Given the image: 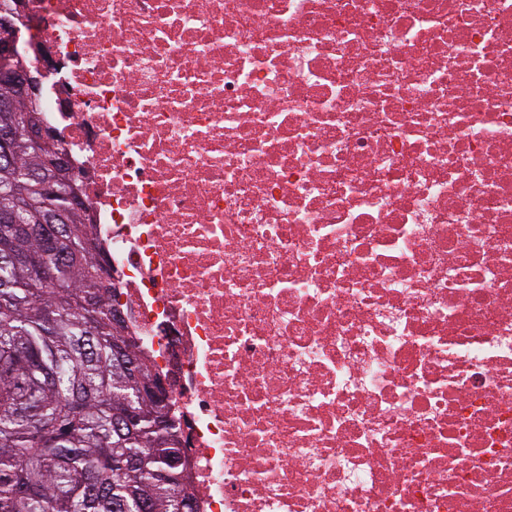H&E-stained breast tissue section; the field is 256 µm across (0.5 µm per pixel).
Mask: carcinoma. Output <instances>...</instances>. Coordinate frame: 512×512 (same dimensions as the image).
Returning a JSON list of instances; mask_svg holds the SVG:
<instances>
[{"mask_svg":"<svg viewBox=\"0 0 512 512\" xmlns=\"http://www.w3.org/2000/svg\"><path fill=\"white\" fill-rule=\"evenodd\" d=\"M39 121L21 99L0 112L20 130ZM47 155L21 137L0 159V512H197L167 463L181 441L152 357L114 322L104 248Z\"/></svg>","mask_w":512,"mask_h":512,"instance_id":"cac0c4a2","label":"carcinoma"}]
</instances>
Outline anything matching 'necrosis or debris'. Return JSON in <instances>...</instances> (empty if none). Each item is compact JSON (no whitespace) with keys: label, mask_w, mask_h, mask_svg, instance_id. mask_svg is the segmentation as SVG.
Segmentation results:
<instances>
[{"label":"necrosis or debris","mask_w":512,"mask_h":512,"mask_svg":"<svg viewBox=\"0 0 512 512\" xmlns=\"http://www.w3.org/2000/svg\"><path fill=\"white\" fill-rule=\"evenodd\" d=\"M14 19L197 512H512V0Z\"/></svg>","instance_id":"necrosis-or-debris-1"}]
</instances>
